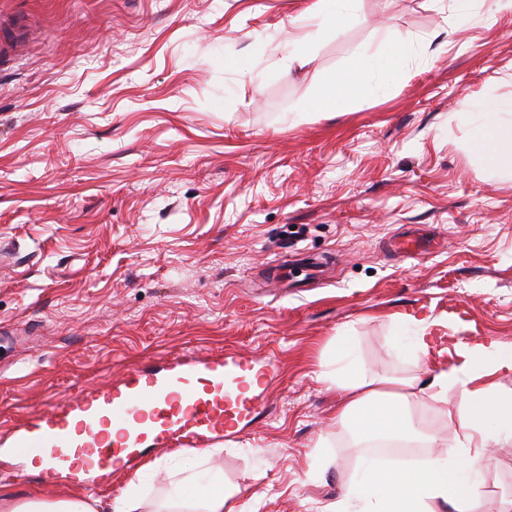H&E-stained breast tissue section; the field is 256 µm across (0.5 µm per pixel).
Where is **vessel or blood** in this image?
Wrapping results in <instances>:
<instances>
[{
  "mask_svg": "<svg viewBox=\"0 0 512 512\" xmlns=\"http://www.w3.org/2000/svg\"><path fill=\"white\" fill-rule=\"evenodd\" d=\"M0 55L17 53L29 23L10 21ZM263 364L245 356L173 358L53 409L45 425L16 432L12 444L44 470L127 468L141 448H204L235 436L262 415Z\"/></svg>",
  "mask_w": 512,
  "mask_h": 512,
  "instance_id": "b4317fda",
  "label": "vessel or blood"
}]
</instances>
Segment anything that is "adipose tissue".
Listing matches in <instances>:
<instances>
[{
	"mask_svg": "<svg viewBox=\"0 0 512 512\" xmlns=\"http://www.w3.org/2000/svg\"><path fill=\"white\" fill-rule=\"evenodd\" d=\"M361 0H316L310 18L317 31L338 29L360 18ZM405 45L391 42L386 52L355 46L350 66L326 77L310 102L318 112H340L352 101L384 93L396 79ZM472 145L486 166L495 172L512 171V100H481L464 113ZM465 368L442 369L428 377L403 380L402 392L389 394L360 378L352 367L323 372L324 381L344 390L337 422L358 436L409 438L410 403L422 398L447 400L456 393L448 419L457 428L456 445L448 456L428 458L415 466L387 467L365 461L363 474L350 484L342 499L326 512H438L440 505L454 512H475L486 482L485 459L490 442H512V397L499 395L486 376L504 366L512 368V345L478 346L467 354ZM235 491L209 479L191 481L189 490H176L166 512H241ZM137 485L107 504L92 505L81 495H67L53 503L12 504L0 495V512H138Z\"/></svg>",
	"mask_w": 512,
	"mask_h": 512,
	"instance_id": "adipose-tissue-1",
	"label": "adipose tissue"
}]
</instances>
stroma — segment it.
I'll return each mask as SVG.
<instances>
[{
    "label": "stroma",
    "mask_w": 512,
    "mask_h": 512,
    "mask_svg": "<svg viewBox=\"0 0 512 512\" xmlns=\"http://www.w3.org/2000/svg\"><path fill=\"white\" fill-rule=\"evenodd\" d=\"M315 0H0L37 33L0 57V443L67 399L183 352L273 357L267 416L221 451L145 448L123 476L81 479L0 457V492L160 512L185 474L240 488L246 512H325L369 440L341 430L321 381L351 339L367 378L462 368L512 345V175L488 171L460 115L512 98V10L478 0H363L362 20L287 66ZM406 43L401 77L334 113L317 84L359 44ZM245 54L254 70L226 71ZM436 241L420 260L386 244ZM324 259L301 288L267 269ZM437 350L418 365L413 345ZM445 404L412 405L428 455L455 445ZM512 444L494 445L479 512H504Z\"/></svg>",
    "instance_id": "1"
}]
</instances>
